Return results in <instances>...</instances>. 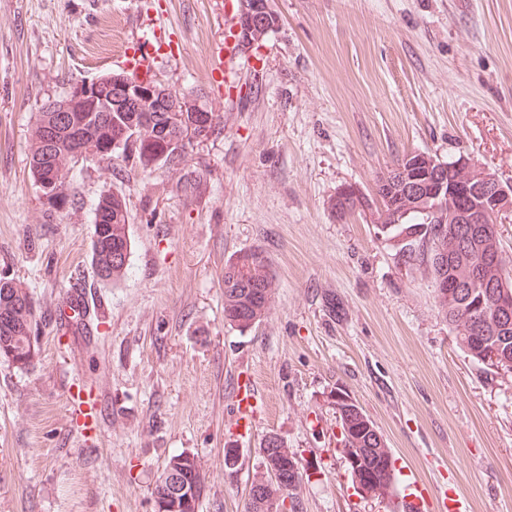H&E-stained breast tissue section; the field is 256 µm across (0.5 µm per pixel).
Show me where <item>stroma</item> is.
<instances>
[{
  "mask_svg": "<svg viewBox=\"0 0 512 512\" xmlns=\"http://www.w3.org/2000/svg\"><path fill=\"white\" fill-rule=\"evenodd\" d=\"M273 6L278 28L234 50V0H0V275L28 289L38 322L31 367L0 357V512H154L181 453L205 475L199 512H246L270 435L308 473L299 512H391L352 489L340 391L391 448L397 497L440 512L448 487L467 512H512V371L456 346L394 239L330 208L410 151L512 181V0ZM121 71L200 91L221 130L176 170L77 163L80 205L54 210L29 171L39 106ZM108 189L131 237L114 285L91 261ZM253 247L276 290L240 329L224 318V263ZM77 271L83 321L64 315ZM75 394L98 397L93 428L72 423Z\"/></svg>",
  "mask_w": 512,
  "mask_h": 512,
  "instance_id": "1",
  "label": "stroma"
}]
</instances>
